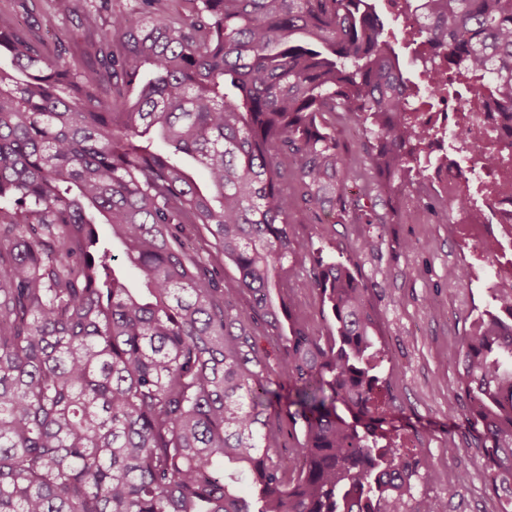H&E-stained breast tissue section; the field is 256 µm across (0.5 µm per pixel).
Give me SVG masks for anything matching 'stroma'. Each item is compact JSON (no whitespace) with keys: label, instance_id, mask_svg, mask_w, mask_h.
Wrapping results in <instances>:
<instances>
[{"label":"stroma","instance_id":"35a3bbf8","mask_svg":"<svg viewBox=\"0 0 512 512\" xmlns=\"http://www.w3.org/2000/svg\"><path fill=\"white\" fill-rule=\"evenodd\" d=\"M1 12L19 26H35L50 45L66 28L65 21L47 13L30 15L20 0H0ZM327 121L356 159L359 177L349 183V192L375 186L378 178L362 149L358 127L334 114ZM369 201L374 223L316 224L298 212L292 232L299 245L350 261L371 288L380 330L379 397L400 441L412 444L431 463L429 481L417 484L407 506L412 510L417 499L439 496L447 499L448 512H512V501L493 488L479 434L466 422L468 399L457 383L464 338L474 319L495 307L488 267L477 252L460 248L455 224L436 223L433 211L441 202L434 195L397 197L388 206L375 194ZM453 266L465 270L463 279H449ZM308 281L307 268L296 267L291 286L300 304L298 322L323 336L327 329L320 314L321 295ZM255 341L278 394L271 422L286 457L293 454L301 431L288 417L294 392L280 372L283 349L260 332ZM452 473L461 474L462 482L449 484Z\"/></svg>","mask_w":512,"mask_h":512}]
</instances>
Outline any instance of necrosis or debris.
Returning <instances> with one entry per match:
<instances>
[{"label":"necrosis or debris","instance_id":"obj_1","mask_svg":"<svg viewBox=\"0 0 512 512\" xmlns=\"http://www.w3.org/2000/svg\"><path fill=\"white\" fill-rule=\"evenodd\" d=\"M403 108L446 128L445 138L426 144L425 181L457 209L462 237L494 268V287L512 288V263L503 260L512 251V111L476 89L430 108L408 97Z\"/></svg>","mask_w":512,"mask_h":512}]
</instances>
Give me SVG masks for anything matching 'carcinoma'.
Segmentation results:
<instances>
[{
  "label": "carcinoma",
  "instance_id": "carcinoma-1",
  "mask_svg": "<svg viewBox=\"0 0 512 512\" xmlns=\"http://www.w3.org/2000/svg\"><path fill=\"white\" fill-rule=\"evenodd\" d=\"M97 63L0 16V512H404L412 487L372 371L368 285L313 257L326 337L293 318V212L371 224L343 185L341 112L391 199L425 183L445 136L402 109L477 85L512 108V0H403L456 78L406 76L373 0H47ZM296 189L288 191V180ZM105 224L104 240L98 225ZM203 228L238 277L214 284ZM120 247L126 271L116 265ZM247 294L251 313L236 299ZM472 325L458 383L496 489L512 498V293ZM283 347L295 456L269 428L277 398L245 318ZM417 512H447L426 497Z\"/></svg>",
  "mask_w": 512,
  "mask_h": 512
}]
</instances>
